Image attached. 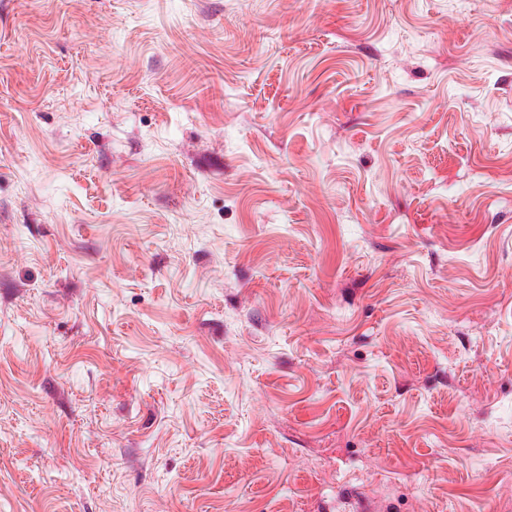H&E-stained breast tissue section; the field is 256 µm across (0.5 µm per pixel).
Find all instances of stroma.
Listing matches in <instances>:
<instances>
[{
  "instance_id": "obj_1",
  "label": "stroma",
  "mask_w": 512,
  "mask_h": 512,
  "mask_svg": "<svg viewBox=\"0 0 512 512\" xmlns=\"http://www.w3.org/2000/svg\"><path fill=\"white\" fill-rule=\"evenodd\" d=\"M0 512H512V0H0Z\"/></svg>"
}]
</instances>
